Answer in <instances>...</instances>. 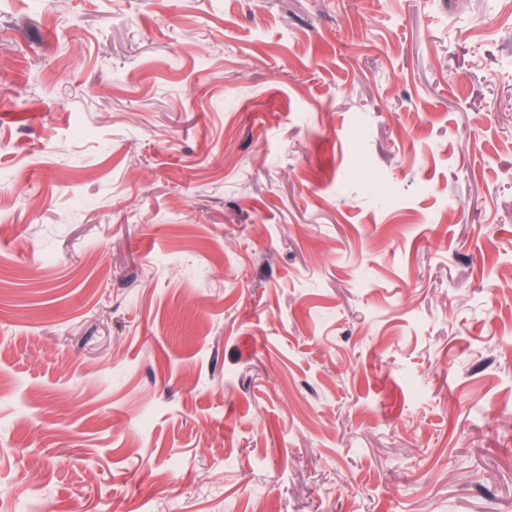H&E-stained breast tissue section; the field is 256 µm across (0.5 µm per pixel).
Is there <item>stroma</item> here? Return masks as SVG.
Masks as SVG:
<instances>
[{"label":"stroma","instance_id":"1","mask_svg":"<svg viewBox=\"0 0 512 512\" xmlns=\"http://www.w3.org/2000/svg\"><path fill=\"white\" fill-rule=\"evenodd\" d=\"M0 512H512V0H0Z\"/></svg>","mask_w":512,"mask_h":512}]
</instances>
